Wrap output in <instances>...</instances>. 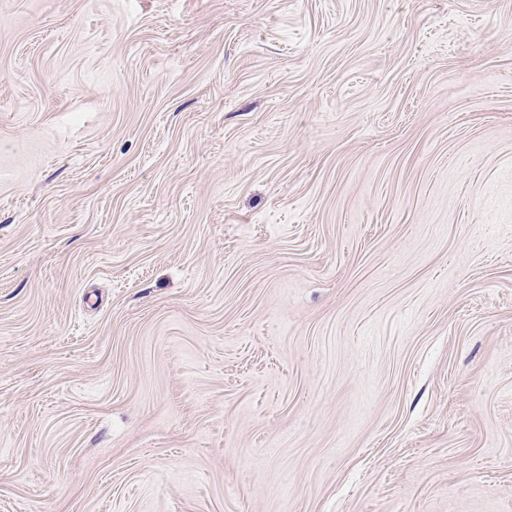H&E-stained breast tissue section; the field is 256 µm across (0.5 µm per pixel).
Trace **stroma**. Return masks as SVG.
I'll return each mask as SVG.
<instances>
[{
    "label": "stroma",
    "mask_w": 512,
    "mask_h": 512,
    "mask_svg": "<svg viewBox=\"0 0 512 512\" xmlns=\"http://www.w3.org/2000/svg\"><path fill=\"white\" fill-rule=\"evenodd\" d=\"M0 512H512V0H0Z\"/></svg>",
    "instance_id": "obj_1"
}]
</instances>
